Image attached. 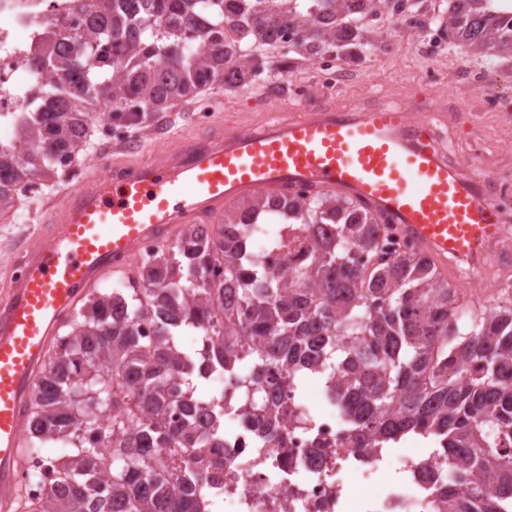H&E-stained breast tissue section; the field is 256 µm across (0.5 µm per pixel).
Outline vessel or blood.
<instances>
[{"instance_id":"vessel-or-blood-1","label":"vessel or blood","mask_w":512,"mask_h":512,"mask_svg":"<svg viewBox=\"0 0 512 512\" xmlns=\"http://www.w3.org/2000/svg\"><path fill=\"white\" fill-rule=\"evenodd\" d=\"M339 191L387 216L423 254L479 268L505 227L477 178L448 164L406 109L271 120L261 131L183 138L157 161L107 160L56 200L45 243L0 293V512L20 487L33 393L54 340L89 288L127 272L143 244L247 195Z\"/></svg>"}]
</instances>
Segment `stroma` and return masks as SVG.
Instances as JSON below:
<instances>
[{
	"mask_svg": "<svg viewBox=\"0 0 512 512\" xmlns=\"http://www.w3.org/2000/svg\"><path fill=\"white\" fill-rule=\"evenodd\" d=\"M417 38L414 29L396 26L394 21L375 22L373 53L362 61L344 63L346 83L339 92L318 88L311 63L280 76L266 72L256 91L244 86H217L206 91L202 99L209 107L207 120H199L192 102L157 114L141 142L116 146L108 121H97L83 153L103 161L120 156L148 161L157 156V141L171 142L186 134L203 137L218 128L258 131L272 115L297 113L304 102H322L339 110L402 106L415 118L430 117L433 136L448 161L457 168H469L471 174L482 178L488 195L497 196L501 179L512 178V62L485 68L483 61L471 57L467 46L458 41L450 42L446 54L435 60L419 52ZM431 68L439 72L433 84L423 79ZM477 71L482 72L483 82L476 87L471 76ZM294 81L309 85L304 101L293 99L289 85ZM490 98L499 101V111H485ZM85 171V166H77L64 182L55 185L34 180L13 221L0 222V279L10 272L19 249L34 243V230L54 199L69 191Z\"/></svg>",
	"mask_w": 512,
	"mask_h": 512,
	"instance_id": "obj_1",
	"label": "stroma"
}]
</instances>
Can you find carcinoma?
Segmentation results:
<instances>
[{"mask_svg": "<svg viewBox=\"0 0 512 512\" xmlns=\"http://www.w3.org/2000/svg\"><path fill=\"white\" fill-rule=\"evenodd\" d=\"M86 16L72 44L47 32L31 61L52 81L22 89L18 139L23 153L0 145V217L17 209L31 180L61 178L93 132L96 109L137 125L155 112L201 94L212 80L238 86L267 67L292 71L325 55L359 57L370 22L422 0H76ZM494 0H448L440 17L448 36L480 58L512 59V18ZM237 30L248 52L235 58L224 29ZM292 48L274 59L266 52ZM143 104L146 112H123ZM265 247L283 245L284 224L336 229L295 265L266 267L248 241L257 217ZM388 219L332 192L297 197L266 193L224 211L221 223L189 228L161 257L158 282L128 279L127 293L92 289L53 344L36 385L25 439L28 454L48 443L68 447V463L48 473L51 495L24 493L22 512H196L194 487L212 472L191 466L206 448H222L224 426L206 429L187 413L186 397L210 403L200 363L169 341L213 336L205 368L243 376L244 390L281 373L321 366L346 379L336 393L348 430L372 447L409 435L429 440L444 480L434 488L436 512H512V300L465 312L436 263L425 255L369 266ZM160 323L155 342L138 324ZM112 363L117 388L98 382L100 360ZM479 366L469 374L466 363ZM183 391L171 393V378ZM178 407L183 421L158 425L153 412ZM112 412L103 425L98 413ZM112 449L105 457L99 449ZM179 448L180 462L161 454Z\"/></svg>", "mask_w": 512, "mask_h": 512, "instance_id": "1", "label": "carcinoma"}]
</instances>
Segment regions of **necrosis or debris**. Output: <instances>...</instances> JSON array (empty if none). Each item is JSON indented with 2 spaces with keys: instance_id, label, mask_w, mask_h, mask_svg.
<instances>
[{
  "instance_id": "4bbe7bcc",
  "label": "necrosis or debris",
  "mask_w": 512,
  "mask_h": 512,
  "mask_svg": "<svg viewBox=\"0 0 512 512\" xmlns=\"http://www.w3.org/2000/svg\"><path fill=\"white\" fill-rule=\"evenodd\" d=\"M74 0H0V145L17 142L21 87L50 80L49 71L27 64L44 32L74 34L80 25ZM320 385L310 406L294 382L258 385L257 396L276 408L279 444L259 447L258 419L224 410V445L209 455L224 465L215 480L197 487L201 512H434L429 487L438 477L432 454L412 458L358 447L342 429L344 414ZM397 462L405 481L370 491L382 468Z\"/></svg>"
}]
</instances>
